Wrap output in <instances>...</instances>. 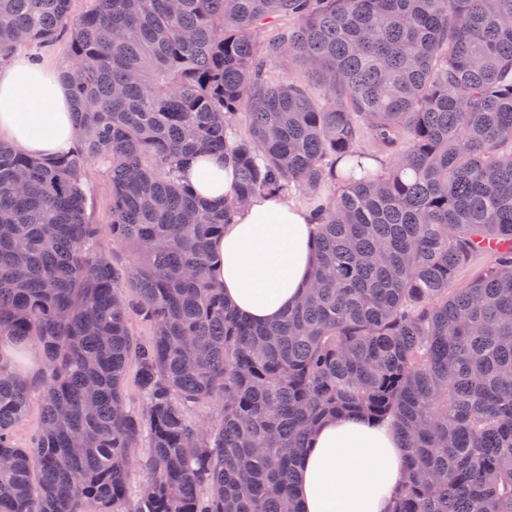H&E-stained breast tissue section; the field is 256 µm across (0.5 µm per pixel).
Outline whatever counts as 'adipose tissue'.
Returning <instances> with one entry per match:
<instances>
[{
	"mask_svg": "<svg viewBox=\"0 0 512 512\" xmlns=\"http://www.w3.org/2000/svg\"><path fill=\"white\" fill-rule=\"evenodd\" d=\"M32 156L70 152L76 141L68 86L44 63L26 58L0 70V142ZM182 181L198 200L220 207L234 168L218 153L184 166ZM314 216L275 195H258L238 211L213 244L225 302L250 321L280 319L302 297L315 262ZM405 450L397 433L353 413L322 421L295 468L299 512H389Z\"/></svg>",
	"mask_w": 512,
	"mask_h": 512,
	"instance_id": "ef3b65f1",
	"label": "adipose tissue"
}]
</instances>
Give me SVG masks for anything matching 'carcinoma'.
<instances>
[{"label":"carcinoma","instance_id":"cac0c4a2","mask_svg":"<svg viewBox=\"0 0 512 512\" xmlns=\"http://www.w3.org/2000/svg\"><path fill=\"white\" fill-rule=\"evenodd\" d=\"M71 4L0 0V67L70 25L79 131L51 157L0 143V337L45 358L28 448L10 435L28 385L0 365V512H298L308 434L344 411L391 423L408 454L390 512H512V0ZM290 57L318 94L272 80ZM201 151L234 166L222 209L179 181ZM90 159L111 169L122 281L86 218ZM294 189L312 284L256 327L210 245L242 203ZM210 405L208 426L193 412Z\"/></svg>","mask_w":512,"mask_h":512}]
</instances>
